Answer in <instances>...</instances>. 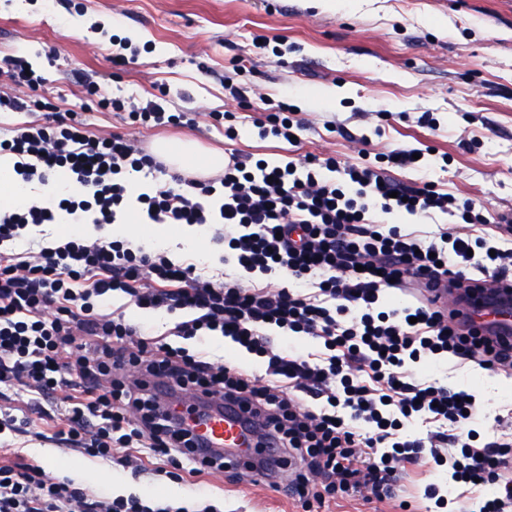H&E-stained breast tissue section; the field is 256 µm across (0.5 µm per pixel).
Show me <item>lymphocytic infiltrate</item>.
<instances>
[{
	"mask_svg": "<svg viewBox=\"0 0 512 512\" xmlns=\"http://www.w3.org/2000/svg\"><path fill=\"white\" fill-rule=\"evenodd\" d=\"M15 156L21 181L43 188L40 201L0 210V386L59 396L61 442L137 470L179 471L183 479L224 466L197 459L186 434L159 416L139 387L164 377L177 391L234 395L262 417L265 440L292 465L289 484L304 512L336 494L392 497L406 466L431 458L447 467L468 512H512V432L476 444L463 433L475 409L466 391L408 371L422 359L476 360L512 371V343L493 344L480 326H457L423 300L383 310L386 290L416 275L453 281L471 299L470 276L512 274V244L476 226L512 223L478 209L431 180L394 182L388 168H415L412 148L382 155L377 166L304 157L269 165L231 152L218 178L172 175L155 191L131 190L133 173L165 172L153 154L123 136L99 138L74 112H55L46 126L13 128L0 156ZM66 179L68 193L59 190ZM147 224L224 227V254L213 270L126 239L81 234L51 238L37 253L17 251L48 224L119 223L128 210ZM455 218L422 236L380 222V215ZM234 265L244 278L224 273ZM122 294L141 309L190 319L172 335L222 336L265 361L257 378L166 342L142 337L104 298ZM322 344L302 355L275 349L267 328ZM416 422L426 438L401 437ZM493 486L490 497L473 495ZM0 512H188L137 496L104 499L41 466L0 462Z\"/></svg>",
	"mask_w": 512,
	"mask_h": 512,
	"instance_id": "1",
	"label": "lymphocytic infiltrate"
}]
</instances>
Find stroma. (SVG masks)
<instances>
[{"label":"stroma","mask_w":512,"mask_h":512,"mask_svg":"<svg viewBox=\"0 0 512 512\" xmlns=\"http://www.w3.org/2000/svg\"><path fill=\"white\" fill-rule=\"evenodd\" d=\"M135 37L139 57L113 70L110 35ZM261 36L270 49L254 48ZM284 52L278 62L273 49ZM29 62L45 82L39 92L13 84L11 61ZM129 95L132 107L166 94L170 109L191 112L182 127L131 125L125 112L97 108L88 86ZM269 105L288 100L304 129L298 145L260 138L232 89ZM0 95L29 101L25 112L0 116V127L42 121L44 103L56 111H81L92 133L123 135L134 145L192 141L216 151L235 149L254 158L282 161L307 154L376 165L398 146L434 149L448 157L439 168L390 169L396 182H440L456 197L490 212L512 213V0H360L359 7L326 11L318 0H0ZM433 113L440 127L419 121ZM234 127L235 138L224 135ZM167 248L188 262L217 264L224 250L206 227L201 246L168 224ZM106 310L122 309L150 338L182 321V314L139 310L117 295ZM170 344L208 352L255 376L262 362L230 339L201 342L170 336ZM441 383L475 396L470 427L480 440L500 434L496 418L512 409V376L476 370L474 363L449 362L435 370ZM1 409H18L35 422L34 432L9 436L0 456L20 452L25 461L65 477L104 498L133 493L178 505L219 506L221 512H303L295 496L263 482H233L214 470L203 482H179L161 475H134L131 467L107 464L57 438L64 418L56 399L20 391L0 399ZM452 500L455 483L443 468H407L395 499L360 496L326 502L318 512H398L407 499L420 512H433L428 486Z\"/></svg>","instance_id":"1"}]
</instances>
